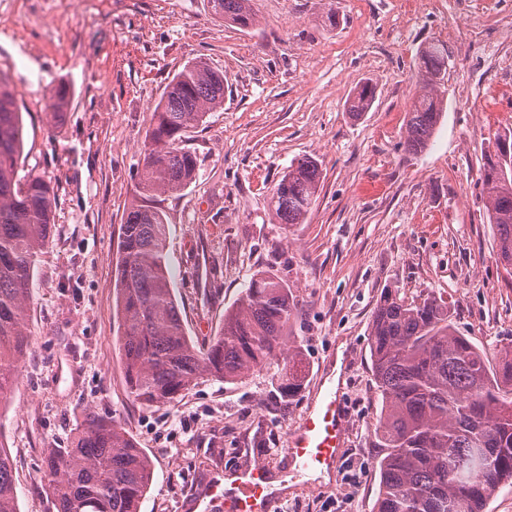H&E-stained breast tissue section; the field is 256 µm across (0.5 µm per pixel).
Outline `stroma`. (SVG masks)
<instances>
[{
	"mask_svg": "<svg viewBox=\"0 0 512 512\" xmlns=\"http://www.w3.org/2000/svg\"><path fill=\"white\" fill-rule=\"evenodd\" d=\"M243 30L207 0H0V73L23 113L18 173L51 179L54 227L32 273L22 362L0 404L18 512H55L40 482L44 449L66 447L86 412L115 419L153 461L140 512H194L213 477L284 458L329 365L345 371L343 462L293 479L280 512H373L380 397L369 332L383 289L448 304L459 335L497 361L512 347V278L497 256L479 180L485 153L512 130V0H252ZM336 15L330 25L328 15ZM450 55L444 112L427 146H405L420 88L417 54ZM203 60L224 75V105L186 142L200 167L162 207L187 334L210 340L250 277L273 270L297 302L307 365L282 401L274 368L227 385L206 376L174 402H132L116 343L119 228L136 190L151 114L174 74ZM73 97L62 123L50 89ZM369 81L376 99L352 117ZM320 165L303 223L271 197L298 159ZM374 102L375 87L371 82L366 81L355 88L348 103V112L358 117L362 112L369 111Z\"/></svg>",
	"mask_w": 512,
	"mask_h": 512,
	"instance_id": "35a3bbf8",
	"label": "stroma"
}]
</instances>
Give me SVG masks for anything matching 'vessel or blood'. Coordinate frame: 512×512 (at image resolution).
Here are the masks:
<instances>
[{
    "mask_svg": "<svg viewBox=\"0 0 512 512\" xmlns=\"http://www.w3.org/2000/svg\"><path fill=\"white\" fill-rule=\"evenodd\" d=\"M324 388L305 415L298 431L290 437L284 450L290 461V473L297 478L313 472L339 468L342 461L343 423L345 406L340 396L341 380L334 375H322ZM274 477L269 464H260L239 473L232 485L212 482L203 502L204 512L221 504L224 512H275L279 503L271 481Z\"/></svg>",
    "mask_w": 512,
    "mask_h": 512,
    "instance_id": "1",
    "label": "vessel or blood"
}]
</instances>
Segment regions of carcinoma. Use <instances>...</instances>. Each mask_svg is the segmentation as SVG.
Instances as JSON below:
<instances>
[{
    "instance_id": "obj_1",
    "label": "carcinoma",
    "mask_w": 512,
    "mask_h": 512,
    "mask_svg": "<svg viewBox=\"0 0 512 512\" xmlns=\"http://www.w3.org/2000/svg\"><path fill=\"white\" fill-rule=\"evenodd\" d=\"M211 12L239 28L255 24L250 0H209ZM448 70V49L430 43L419 52L405 144L425 148L443 111L435 93ZM70 87L51 90L54 120L64 118ZM375 87L357 86L348 111L371 109ZM224 105V75L199 60L166 85L152 113L149 146L137 170V197L120 225L115 308L126 388L133 401L167 404L207 375L226 384L267 368L281 397L301 388L304 366L290 342L297 302L271 270L253 275L218 336L204 344L186 334L169 273L170 224L158 198L177 195L195 178L196 153L182 147L187 132ZM503 135L484 155L480 180L495 225L498 259L512 277V165L501 163ZM24 123L16 97L0 77V402L28 353L31 272L53 231L56 196L42 176L20 178ZM321 171L304 157L274 186L271 204L285 224H300L316 201ZM371 366L381 409L375 447L381 449L374 512H483L495 486L512 479V351L495 367L483 350L457 334L448 304L435 297L408 303L383 289L369 334ZM13 464L0 448V512H17ZM153 462L108 418L85 414L65 448H47L41 481L57 512H140Z\"/></svg>"
}]
</instances>
